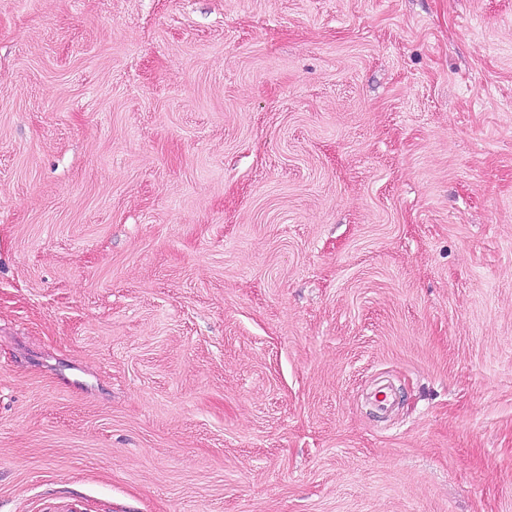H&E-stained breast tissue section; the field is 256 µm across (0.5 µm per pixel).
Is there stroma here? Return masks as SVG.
<instances>
[{
  "label": "stroma",
  "instance_id": "stroma-1",
  "mask_svg": "<svg viewBox=\"0 0 512 512\" xmlns=\"http://www.w3.org/2000/svg\"><path fill=\"white\" fill-rule=\"evenodd\" d=\"M0 512H512V0H0Z\"/></svg>",
  "mask_w": 512,
  "mask_h": 512
}]
</instances>
